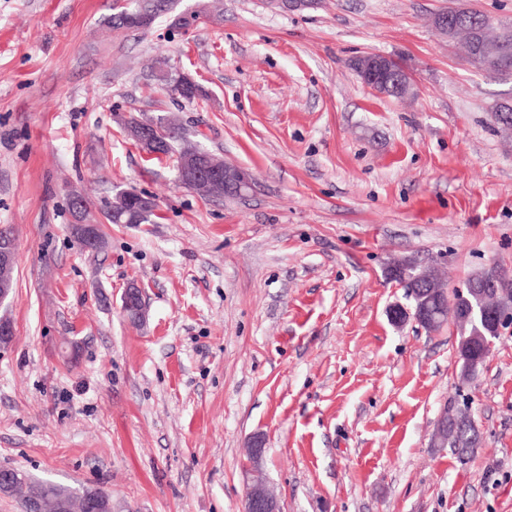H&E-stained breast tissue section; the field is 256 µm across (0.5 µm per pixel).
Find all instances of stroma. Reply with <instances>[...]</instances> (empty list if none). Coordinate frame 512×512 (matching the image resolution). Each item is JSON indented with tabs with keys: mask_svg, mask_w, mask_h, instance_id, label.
<instances>
[{
	"mask_svg": "<svg viewBox=\"0 0 512 512\" xmlns=\"http://www.w3.org/2000/svg\"><path fill=\"white\" fill-rule=\"evenodd\" d=\"M113 0H0V226L18 261L0 317V467L101 489L112 512H244L247 448L281 512H512V327L460 377L454 323L395 326V260L448 288L512 271V137L489 112L512 76L477 71L430 18L512 21V0H179L148 31L107 24ZM403 60L415 99L380 96L351 60ZM202 89H160L156 60ZM171 118L250 172L237 200L176 181L127 115ZM153 223L103 222L118 190ZM105 249L73 236L70 192ZM146 316L122 309L128 286ZM468 398L482 444L430 442ZM473 13L462 14L454 9L435 14L432 18L433 26L444 36L448 37L458 32V19L471 16Z\"/></svg>",
	"mask_w": 512,
	"mask_h": 512,
	"instance_id": "obj_1",
	"label": "stroma"
}]
</instances>
